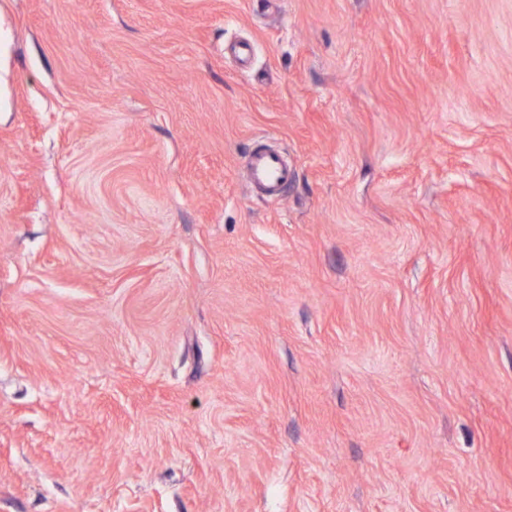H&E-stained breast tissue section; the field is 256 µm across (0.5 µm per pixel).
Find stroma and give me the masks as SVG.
Here are the masks:
<instances>
[{
  "mask_svg": "<svg viewBox=\"0 0 512 512\" xmlns=\"http://www.w3.org/2000/svg\"><path fill=\"white\" fill-rule=\"evenodd\" d=\"M0 512H512V0H0ZM248 176L250 181L265 188L267 193L276 195L281 187L291 180L292 172L272 153L254 152L248 161Z\"/></svg>",
  "mask_w": 512,
  "mask_h": 512,
  "instance_id": "obj_1",
  "label": "stroma"
}]
</instances>
